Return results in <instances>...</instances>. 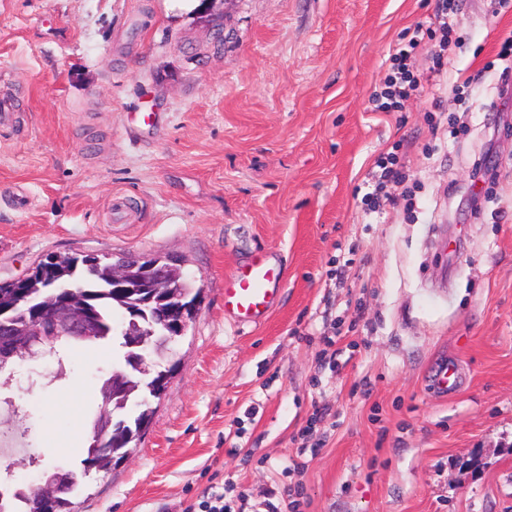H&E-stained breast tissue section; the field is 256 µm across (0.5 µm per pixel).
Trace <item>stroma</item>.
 I'll use <instances>...</instances> for the list:
<instances>
[{
  "label": "stroma",
  "mask_w": 512,
  "mask_h": 512,
  "mask_svg": "<svg viewBox=\"0 0 512 512\" xmlns=\"http://www.w3.org/2000/svg\"><path fill=\"white\" fill-rule=\"evenodd\" d=\"M438 0H0V282L49 254L176 260L201 303L131 454L76 512H512V98L494 0L403 113L370 96ZM223 44H216V32ZM151 122H144V113ZM398 147L411 203L362 198ZM491 156L493 187L472 181ZM283 272L260 325L224 279ZM111 343L5 386L0 468L81 470ZM458 386L443 394L444 368Z\"/></svg>",
  "instance_id": "35a3bbf8"
}]
</instances>
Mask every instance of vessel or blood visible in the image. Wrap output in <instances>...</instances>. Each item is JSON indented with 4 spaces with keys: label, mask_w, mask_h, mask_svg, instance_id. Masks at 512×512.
Segmentation results:
<instances>
[{
    "label": "vessel or blood",
    "mask_w": 512,
    "mask_h": 512,
    "mask_svg": "<svg viewBox=\"0 0 512 512\" xmlns=\"http://www.w3.org/2000/svg\"><path fill=\"white\" fill-rule=\"evenodd\" d=\"M281 278L279 265L259 253L224 283V308L238 325L251 326L266 318L276 301Z\"/></svg>",
    "instance_id": "1"
}]
</instances>
